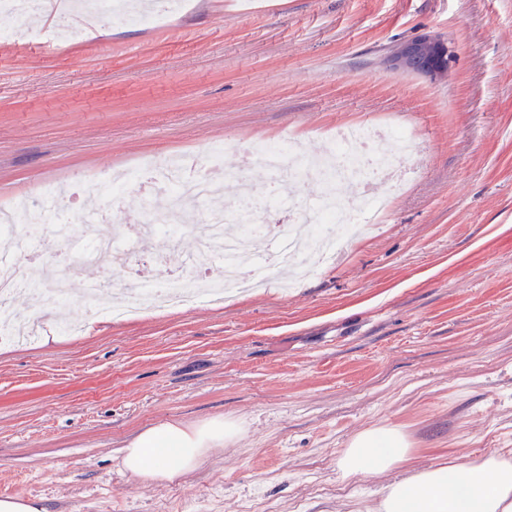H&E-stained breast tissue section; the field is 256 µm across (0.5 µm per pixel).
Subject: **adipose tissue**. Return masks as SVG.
I'll return each instance as SVG.
<instances>
[{
	"instance_id": "adipose-tissue-1",
	"label": "adipose tissue",
	"mask_w": 512,
	"mask_h": 512,
	"mask_svg": "<svg viewBox=\"0 0 512 512\" xmlns=\"http://www.w3.org/2000/svg\"><path fill=\"white\" fill-rule=\"evenodd\" d=\"M240 432L235 421L214 417L187 423L170 419L141 431L127 443L122 464L144 481L175 483ZM408 455L401 432L375 426L356 434L338 467L350 477H387L377 512H512V463L495 458L452 461L416 470L401 481L388 475Z\"/></svg>"
}]
</instances>
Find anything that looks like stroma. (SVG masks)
Segmentation results:
<instances>
[{"label": "stroma", "mask_w": 512, "mask_h": 512, "mask_svg": "<svg viewBox=\"0 0 512 512\" xmlns=\"http://www.w3.org/2000/svg\"><path fill=\"white\" fill-rule=\"evenodd\" d=\"M46 15L7 24L0 42V204L61 185L85 205L81 178L152 156L205 163L229 143L293 136L321 152L347 125L406 127L411 177L379 223L333 263L221 302L113 321L86 312L81 284L166 283L185 254L214 260L190 235L153 236L118 267L89 260L85 234L125 242L144 217L132 186L99 196L101 221L77 224L60 253L31 252L72 283L42 325L30 291L9 306L42 331L0 341V497L47 512H370L384 482L343 477L349 440L400 429L401 478L448 460L512 461V0H190L160 28L103 20L46 50ZM445 39L444 79L390 70L400 42ZM224 416L237 441L212 449L182 483H144L122 465L141 430Z\"/></svg>", "instance_id": "35a3bbf8"}]
</instances>
